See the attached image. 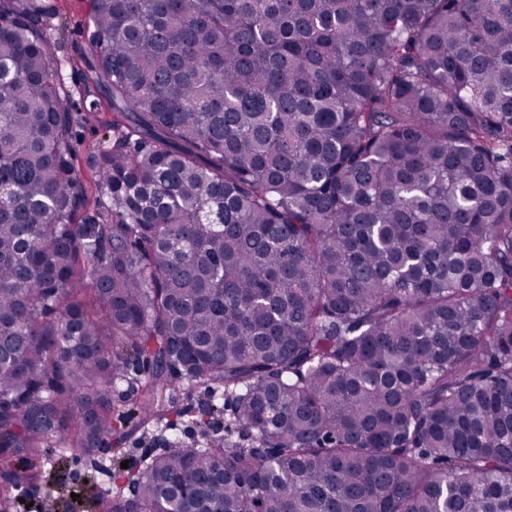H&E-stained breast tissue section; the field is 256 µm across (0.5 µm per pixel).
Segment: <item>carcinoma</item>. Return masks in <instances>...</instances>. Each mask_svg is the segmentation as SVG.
<instances>
[{
    "label": "carcinoma",
    "instance_id": "1",
    "mask_svg": "<svg viewBox=\"0 0 512 512\" xmlns=\"http://www.w3.org/2000/svg\"><path fill=\"white\" fill-rule=\"evenodd\" d=\"M87 2L105 210L0 0V504L173 416L91 512H512V0ZM187 425V423L178 422L176 430H167L165 433L142 428L133 429L122 441L120 447L124 448L122 462L125 463V460H128V469H139L147 456L161 451L163 446L159 441L162 440V435L168 438L176 435L184 445H194L201 438V434L198 429Z\"/></svg>",
    "mask_w": 512,
    "mask_h": 512
}]
</instances>
